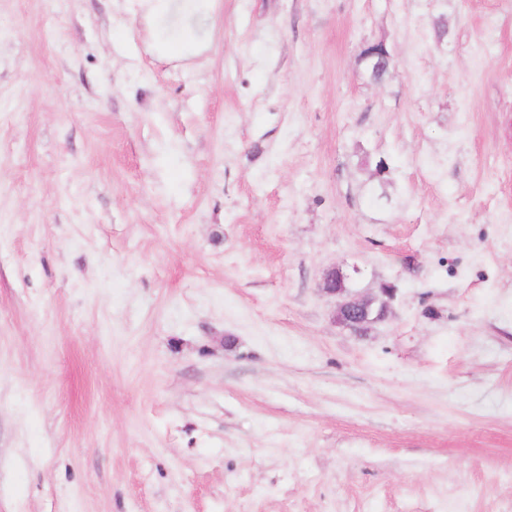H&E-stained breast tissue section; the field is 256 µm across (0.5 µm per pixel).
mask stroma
Wrapping results in <instances>:
<instances>
[{
	"mask_svg": "<svg viewBox=\"0 0 512 512\" xmlns=\"http://www.w3.org/2000/svg\"><path fill=\"white\" fill-rule=\"evenodd\" d=\"M185 26L0 0V512H512V0ZM344 275L332 268L327 271L323 281L322 290L335 299L334 322L344 329L358 334H364L370 326L384 320L388 315V303L384 301V313L380 318L373 320L362 319L369 307L377 301L376 296H359L351 294L345 287ZM336 282L338 286L336 287Z\"/></svg>",
	"mask_w": 512,
	"mask_h": 512,
	"instance_id": "obj_1",
	"label": "stroma"
}]
</instances>
